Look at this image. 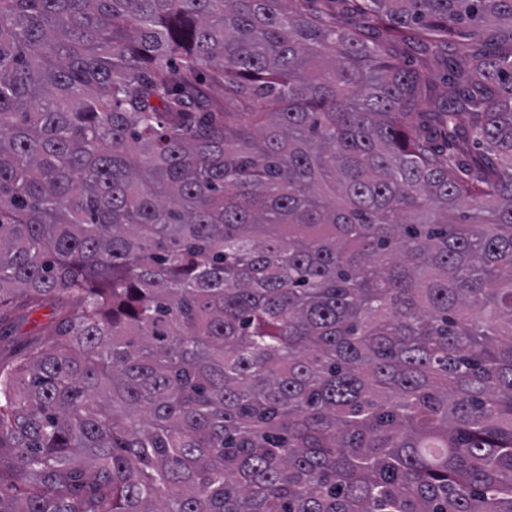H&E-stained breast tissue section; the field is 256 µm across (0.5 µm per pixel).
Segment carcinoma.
I'll return each mask as SVG.
<instances>
[{"mask_svg":"<svg viewBox=\"0 0 512 512\" xmlns=\"http://www.w3.org/2000/svg\"><path fill=\"white\" fill-rule=\"evenodd\" d=\"M47 306L0 512H512V0H0Z\"/></svg>","mask_w":512,"mask_h":512,"instance_id":"carcinoma-1","label":"carcinoma"}]
</instances>
